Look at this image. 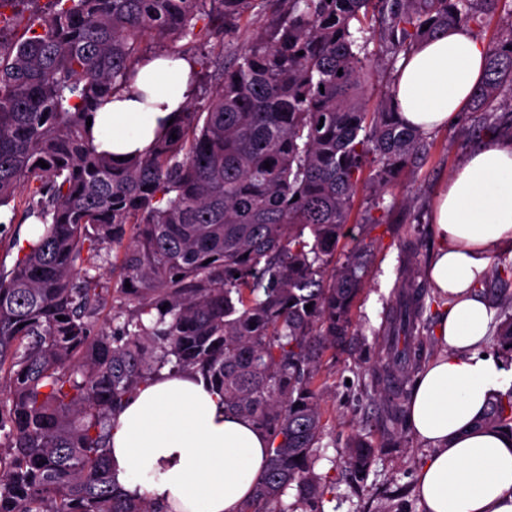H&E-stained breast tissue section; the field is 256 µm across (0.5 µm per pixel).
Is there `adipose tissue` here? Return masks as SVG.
I'll return each mask as SVG.
<instances>
[{
  "label": "adipose tissue",
  "instance_id": "ef3b65f1",
  "mask_svg": "<svg viewBox=\"0 0 512 512\" xmlns=\"http://www.w3.org/2000/svg\"><path fill=\"white\" fill-rule=\"evenodd\" d=\"M487 49L468 30L421 44L400 63L396 98L410 125L430 131L459 118L480 80ZM191 66L159 54L96 110L97 151H149L194 97ZM438 247L426 269L442 314L441 346L418 373L408 424L434 453L416 490L426 512H512V441L478 427L491 394L512 390V368L484 355L493 311L477 292L493 255L512 248V140L472 152L438 193ZM111 473L127 493L149 492L174 512H240L266 464L267 439L225 413L219 395L189 374L142 386L115 416Z\"/></svg>",
  "mask_w": 512,
  "mask_h": 512
}]
</instances>
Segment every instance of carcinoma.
I'll return each instance as SVG.
<instances>
[{
  "mask_svg": "<svg viewBox=\"0 0 512 512\" xmlns=\"http://www.w3.org/2000/svg\"><path fill=\"white\" fill-rule=\"evenodd\" d=\"M254 2L52 0L47 14H14L21 35L0 39V226L40 230L0 268V512H166L146 491L124 492L109 466L113 416L166 367L201 377L224 411L268 438L242 512H318L328 490L315 472L318 375L353 335L373 251L364 238L345 242L352 205L363 186L382 208L386 186L433 147L399 120L395 82L372 106L366 82L373 65L395 74L423 41L497 14L505 33L472 102L479 130L507 125L512 103L499 97L512 90V7L285 0L210 73L197 47L223 45ZM181 40L173 54L192 77L214 79L205 103L186 105L144 155L97 152L87 117L130 83L145 45ZM112 250L122 258L106 288L100 261ZM418 278L411 250L388 335L429 329ZM108 303L112 324L100 325ZM496 307L498 340L512 348V293ZM406 358L419 361L411 344L378 359L375 399L387 402L388 378L410 379ZM479 425L512 437V390L490 399ZM376 452L353 434L343 463L363 475Z\"/></svg>",
  "mask_w": 512,
  "mask_h": 512,
  "instance_id": "cac0c4a2",
  "label": "carcinoma"
}]
</instances>
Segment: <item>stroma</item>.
Instances as JSON below:
<instances>
[{
    "mask_svg": "<svg viewBox=\"0 0 512 512\" xmlns=\"http://www.w3.org/2000/svg\"><path fill=\"white\" fill-rule=\"evenodd\" d=\"M281 8V0H263L225 37L223 48L210 51L212 62H232L251 43L257 28L267 25ZM471 117V110H464L457 124L432 131L434 146L428 157L417 168L403 172L383 193L386 212L382 223L370 231L375 240L373 257L353 309L355 334L336 355L325 357L318 376L324 387L326 434L315 471L332 483L321 504L323 512H424L415 485L431 450L404 424L399 427L397 446L387 447L386 407L367 396L362 381L388 339L384 315L396 297L406 244H417L423 266L436 249L432 224L436 194L478 143ZM409 197L416 200L411 209L403 205ZM355 432L380 447L362 476L346 471L342 462L346 440Z\"/></svg>",
    "mask_w": 512,
    "mask_h": 512,
    "instance_id": "obj_1",
    "label": "stroma"
}]
</instances>
